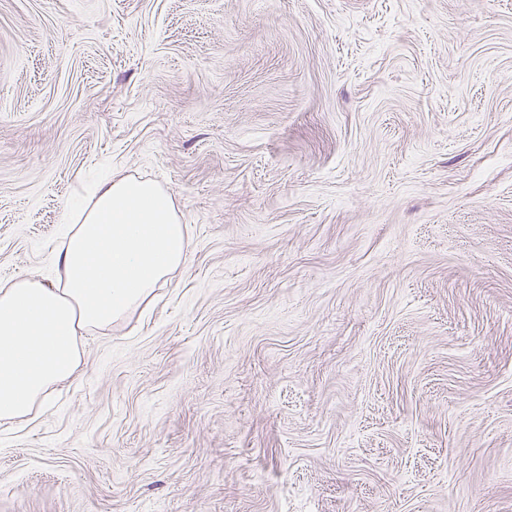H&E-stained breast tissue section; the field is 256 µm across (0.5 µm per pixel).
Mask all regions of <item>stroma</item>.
<instances>
[{"label":"stroma","instance_id":"stroma-1","mask_svg":"<svg viewBox=\"0 0 512 512\" xmlns=\"http://www.w3.org/2000/svg\"><path fill=\"white\" fill-rule=\"evenodd\" d=\"M103 173L190 258L0 512H512V0H0V281Z\"/></svg>","mask_w":512,"mask_h":512}]
</instances>
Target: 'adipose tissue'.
Returning a JSON list of instances; mask_svg holds the SVG:
<instances>
[{"label": "adipose tissue", "mask_w": 512, "mask_h": 512, "mask_svg": "<svg viewBox=\"0 0 512 512\" xmlns=\"http://www.w3.org/2000/svg\"><path fill=\"white\" fill-rule=\"evenodd\" d=\"M54 254L58 282L0 283V420L46 404L76 374L81 338L111 327L153 296L189 257L188 227L155 182L109 177L65 207Z\"/></svg>", "instance_id": "ef3b65f1"}]
</instances>
